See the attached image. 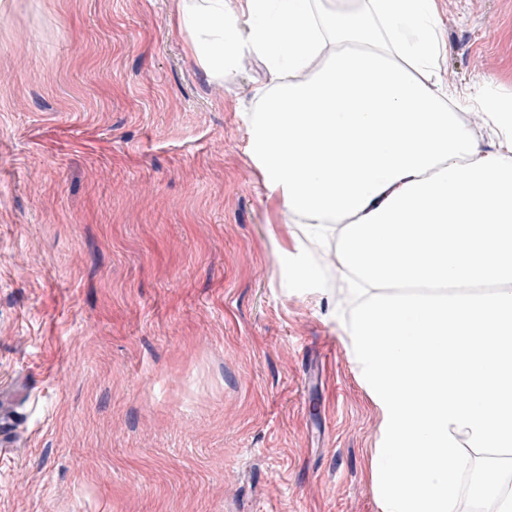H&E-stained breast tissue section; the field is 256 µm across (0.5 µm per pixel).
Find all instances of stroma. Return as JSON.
Masks as SVG:
<instances>
[{
  "instance_id": "35a3bbf8",
  "label": "stroma",
  "mask_w": 512,
  "mask_h": 512,
  "mask_svg": "<svg viewBox=\"0 0 512 512\" xmlns=\"http://www.w3.org/2000/svg\"><path fill=\"white\" fill-rule=\"evenodd\" d=\"M437 4L464 111L512 101V0ZM176 6L0 0V512H381L335 251L249 152L263 67L211 79Z\"/></svg>"
}]
</instances>
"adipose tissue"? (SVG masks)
<instances>
[{"instance_id":"1","label":"adipose tissue","mask_w":512,"mask_h":512,"mask_svg":"<svg viewBox=\"0 0 512 512\" xmlns=\"http://www.w3.org/2000/svg\"><path fill=\"white\" fill-rule=\"evenodd\" d=\"M177 25L210 77L263 62L250 154L358 278L382 512H454L459 472L512 448V111L481 100L491 152L456 121L435 0H179Z\"/></svg>"}]
</instances>
